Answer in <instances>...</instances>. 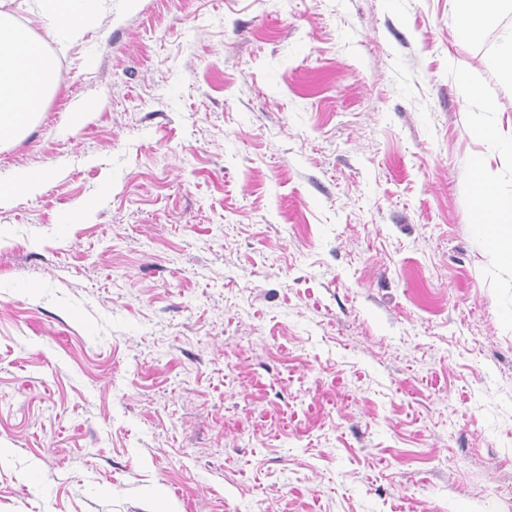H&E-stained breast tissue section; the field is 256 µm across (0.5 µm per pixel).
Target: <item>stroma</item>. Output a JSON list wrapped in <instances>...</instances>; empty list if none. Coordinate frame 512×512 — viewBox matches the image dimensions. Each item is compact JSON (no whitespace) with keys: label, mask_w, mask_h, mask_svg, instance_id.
Segmentation results:
<instances>
[{"label":"stroma","mask_w":512,"mask_h":512,"mask_svg":"<svg viewBox=\"0 0 512 512\" xmlns=\"http://www.w3.org/2000/svg\"><path fill=\"white\" fill-rule=\"evenodd\" d=\"M454 23L112 0L64 53L35 28L58 80L0 178L55 177L0 205V512H512V271L472 235L477 164L512 196V14Z\"/></svg>","instance_id":"1"}]
</instances>
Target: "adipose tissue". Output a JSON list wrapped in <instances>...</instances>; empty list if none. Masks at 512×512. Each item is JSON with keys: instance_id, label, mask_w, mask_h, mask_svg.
<instances>
[{"instance_id": "obj_1", "label": "adipose tissue", "mask_w": 512, "mask_h": 512, "mask_svg": "<svg viewBox=\"0 0 512 512\" xmlns=\"http://www.w3.org/2000/svg\"><path fill=\"white\" fill-rule=\"evenodd\" d=\"M13 0H0V146L15 141L44 111L49 83L56 77L55 59L42 43L30 36L15 37ZM111 0H23L32 22L50 18L63 21L52 31L60 49L82 41L90 18ZM458 18L455 35L467 41L479 38L503 13L512 12V0H453ZM474 233L481 241L493 242L512 258V197L495 198L483 223Z\"/></svg>"}]
</instances>
